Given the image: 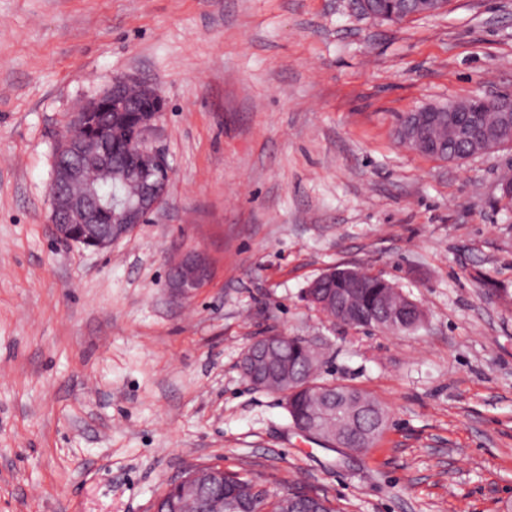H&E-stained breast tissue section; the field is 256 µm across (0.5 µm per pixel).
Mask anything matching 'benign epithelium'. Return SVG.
Here are the masks:
<instances>
[{
  "label": "benign epithelium",
  "instance_id": "1",
  "mask_svg": "<svg viewBox=\"0 0 512 512\" xmlns=\"http://www.w3.org/2000/svg\"><path fill=\"white\" fill-rule=\"evenodd\" d=\"M411 9L405 11L399 0H356L360 12L370 18L398 22L405 13L412 17L435 16L446 10L448 0H409ZM137 86L140 95L129 98V89ZM489 102L493 111L512 117V93L476 96L448 105H428L412 111L425 112H481L482 104ZM164 112L163 99L158 89L125 76H114L96 97L87 101L77 112L69 115L67 128L54 147L49 184V224L52 234L62 242L108 250L112 245L147 222L150 214L164 200L173 174L165 156L148 140V132L160 121ZM82 130L75 136L70 130ZM125 133V152L136 167L124 166L120 178L122 196L104 206L101 188L112 184V153L108 142L112 133ZM424 130L416 124L403 121L397 128V137L404 146L422 152ZM106 221H99V216ZM168 287L176 299H185L201 287L209 277V267L199 251L188 250L182 258L169 266ZM316 310L336 312L331 320L339 324L352 311L349 294L332 298L310 296ZM288 342V337L269 332L256 338L247 348V359L242 369L255 374L264 368L270 353ZM321 413L303 433L323 439L334 432L336 417L342 415L353 425L351 441L364 437L360 420L371 406L351 394L332 393L321 402ZM217 473L190 472L173 483L176 488L186 486L194 493L219 482Z\"/></svg>",
  "mask_w": 512,
  "mask_h": 512
}]
</instances>
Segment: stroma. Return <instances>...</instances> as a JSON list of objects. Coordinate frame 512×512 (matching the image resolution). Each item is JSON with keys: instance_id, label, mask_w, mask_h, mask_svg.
<instances>
[{"instance_id": "stroma-1", "label": "stroma", "mask_w": 512, "mask_h": 512, "mask_svg": "<svg viewBox=\"0 0 512 512\" xmlns=\"http://www.w3.org/2000/svg\"><path fill=\"white\" fill-rule=\"evenodd\" d=\"M116 74L154 85L173 167L146 224L97 252L52 238V152ZM512 91V0L435 17L353 0H0V512H152L198 465L302 482L340 512H512V149L455 163L400 115ZM202 252L191 298L169 265ZM335 266L392 281L410 332L332 325ZM275 330L390 412L368 453L298 432L239 361ZM397 137L404 146L415 150L421 154L424 130L417 124H410L408 120L403 121L397 128Z\"/></svg>"}]
</instances>
